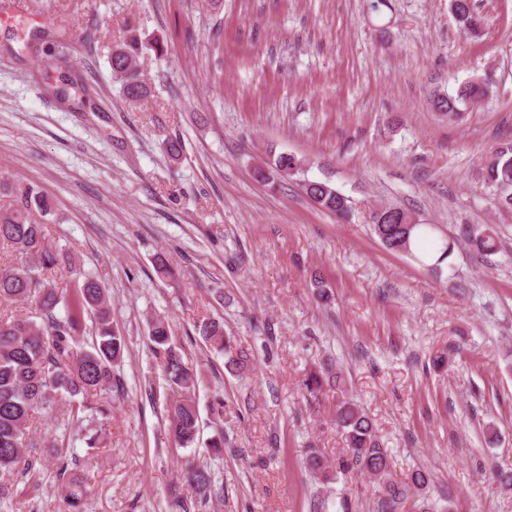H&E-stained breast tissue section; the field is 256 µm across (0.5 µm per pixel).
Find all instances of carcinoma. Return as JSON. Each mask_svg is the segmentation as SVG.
Returning a JSON list of instances; mask_svg holds the SVG:
<instances>
[{
	"label": "carcinoma",
	"mask_w": 512,
	"mask_h": 512,
	"mask_svg": "<svg viewBox=\"0 0 512 512\" xmlns=\"http://www.w3.org/2000/svg\"><path fill=\"white\" fill-rule=\"evenodd\" d=\"M451 12L464 35L481 36L484 18L472 0H450ZM142 48L131 37L113 47L110 56L112 75L119 80L125 98L138 102L148 92L141 63ZM492 88L489 80L476 79L461 84L453 93L433 90L431 107L450 120L462 116L461 107L487 96ZM304 160L288 153L269 157L266 166L254 171L261 182L286 179L300 171ZM480 180L495 195V205L512 210V139L496 143L481 158L476 168ZM305 195L319 208L339 219L349 216V199L328 180H305ZM14 193L19 206L0 212V248L14 253L13 262L0 268V306L14 302L33 301L39 321L29 318L0 316V473L20 469V473L36 480L40 471L33 464L41 449L27 440L33 415L51 410L58 404L65 408L57 420L53 439L46 451L62 462L58 479L67 487L68 512H82L85 491L83 482L69 464L72 428L83 423L90 411L101 415L109 407L91 408L83 399L89 393L108 394L122 390L116 368L123 360L124 337L114 329L112 308L105 289L98 279L81 269L70 268L76 275L74 289L63 292L57 288L52 271L64 257L46 241L44 225L34 213H47V198L34 186L0 185V192ZM374 234L389 250L412 252L411 238L417 229L428 231L429 224H420L415 215L396 205H379L370 214ZM468 244L480 253L491 255L498 250V235L487 227L467 238ZM94 319L95 340L86 346L77 333L84 316ZM201 340L216 352L224 354L230 371L246 368L250 353L233 347L224 335V323L206 318L198 325ZM153 354L162 357L163 376L169 390L175 393L168 408V433L179 447H191L199 439L198 408L192 397L200 376L184 361L182 351L172 342L171 328L163 318L149 325ZM343 390L341 374L312 371L303 380L310 395L324 386ZM336 428L344 440V457L331 463L318 448L307 450V469L324 485L337 481L338 475L355 469L373 477L383 491L377 512H402L410 496L431 483L425 469L411 472L408 481L399 483L391 474L390 457L383 448L374 424L363 408L348 397L336 404ZM184 476L196 491L210 498L224 497V484L215 481L204 466L191 464Z\"/></svg>",
	"instance_id": "1"
}]
</instances>
